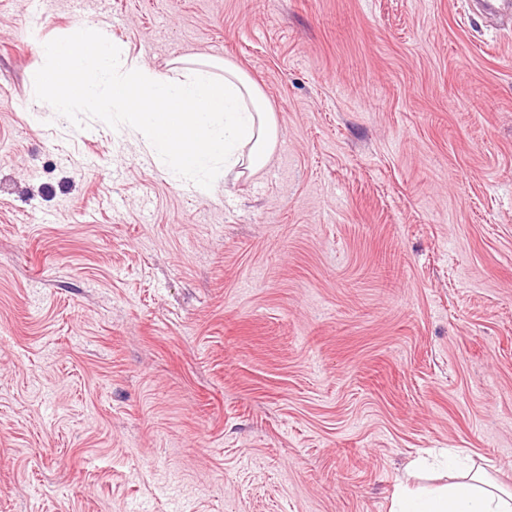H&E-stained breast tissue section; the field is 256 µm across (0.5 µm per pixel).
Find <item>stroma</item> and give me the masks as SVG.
I'll list each match as a JSON object with an SVG mask.
<instances>
[{"label":"stroma","instance_id":"stroma-1","mask_svg":"<svg viewBox=\"0 0 512 512\" xmlns=\"http://www.w3.org/2000/svg\"><path fill=\"white\" fill-rule=\"evenodd\" d=\"M228 60L280 138L184 189L45 44ZM512 486V31L465 0H0V512H389ZM411 465L392 496L389 512H511L509 491L481 471H473L463 481L433 487L410 483L416 475Z\"/></svg>","mask_w":512,"mask_h":512}]
</instances>
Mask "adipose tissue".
Wrapping results in <instances>:
<instances>
[{
    "instance_id": "obj_1",
    "label": "adipose tissue",
    "mask_w": 512,
    "mask_h": 512,
    "mask_svg": "<svg viewBox=\"0 0 512 512\" xmlns=\"http://www.w3.org/2000/svg\"><path fill=\"white\" fill-rule=\"evenodd\" d=\"M84 47L74 42L45 46L40 81L55 89L46 107L64 121L76 107L121 113L125 125L144 142L152 158L198 195L208 196L234 169L255 174L272 160L279 129L264 92L233 63L223 73L194 62L181 77L161 76L126 64L123 44L96 26L85 27ZM83 77L79 93L57 88L60 73ZM141 91L136 103L129 91ZM408 468L392 496L390 512H512V490L481 471L464 480L433 487L414 485Z\"/></svg>"
}]
</instances>
